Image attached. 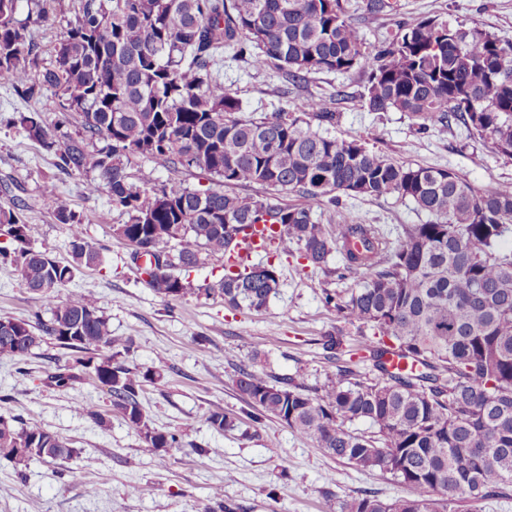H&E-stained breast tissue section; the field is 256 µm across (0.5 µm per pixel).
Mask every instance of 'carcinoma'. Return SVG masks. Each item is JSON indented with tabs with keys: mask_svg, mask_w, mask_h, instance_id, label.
Listing matches in <instances>:
<instances>
[{
	"mask_svg": "<svg viewBox=\"0 0 512 512\" xmlns=\"http://www.w3.org/2000/svg\"><path fill=\"white\" fill-rule=\"evenodd\" d=\"M26 2V17L19 18ZM54 0H0V81L40 106L17 112L13 124L53 151L58 165L87 177L89 194L104 193L123 218L114 233L145 257L146 283L163 298L196 293L190 273L207 260L222 274L204 288L224 304L265 309L279 293L271 260L244 266L229 260L239 238L256 224L279 227L277 255H298L322 267L336 251L337 277L363 274L358 288L325 292V303L366 326L359 351L378 372L363 379L338 369L320 387L261 376L245 366L236 388L249 419L273 417L311 441L325 456L365 471L391 475L413 497L383 501L371 495L336 501V512H461L512 489V184L480 189L446 168L397 164L358 140L329 134L337 113L322 96L297 105L312 123L286 112L260 118L241 112L224 85V59L271 69L287 82L310 73L368 71L361 107L396 111L416 131L452 124L492 140L512 160V41L479 28H451L433 18L406 22L369 52L344 0H78L74 25L54 44V62L41 65L30 25L53 24ZM54 99L41 102L43 90ZM53 112L50 125L43 113ZM76 123L79 137L60 142L56 131ZM146 157L180 173L200 168L212 186L192 188L178 178L133 181L132 161ZM259 186L262 197L237 187ZM291 192L303 203L276 199ZM409 199L431 216L404 224L392 240L373 224L342 223L328 231L317 206L339 194ZM43 195L60 224L71 229V256L60 265L28 246L20 208L0 207V228L16 244L0 248L25 287L50 305L28 320L0 319V356L20 361L45 339L70 351L46 384L69 388L88 376L109 388L112 410L164 456L205 450L154 427L143 409L144 386L159 373L128 366L130 338L112 335L93 297L62 287L100 264L99 249L52 183ZM108 354H103V351ZM396 353L414 363L392 371ZM79 414L103 428L96 405ZM218 433L239 421L214 410ZM367 423L368 434L350 426ZM74 449L36 423L0 419V458L27 465L35 457H72Z\"/></svg>",
	"mask_w": 512,
	"mask_h": 512,
	"instance_id": "cac0c4a2",
	"label": "carcinoma"
}]
</instances>
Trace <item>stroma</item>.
I'll list each match as a JSON object with an SVG mask.
<instances>
[{
  "instance_id": "stroma-1",
  "label": "stroma",
  "mask_w": 512,
  "mask_h": 512,
  "mask_svg": "<svg viewBox=\"0 0 512 512\" xmlns=\"http://www.w3.org/2000/svg\"><path fill=\"white\" fill-rule=\"evenodd\" d=\"M349 2L369 48L417 17L477 26L512 41V0H389L376 15L368 13L367 0ZM367 81L362 70L320 72L292 86L241 61L224 64V84L236 91L245 114L291 112L307 95L330 96L339 115L330 130L336 138L364 140L399 163L453 169L482 189L512 183V160L497 154L490 140L455 126L421 135L404 113L361 109ZM29 107L10 85L0 83V206L21 202L32 246L69 263L70 227L54 219L42 196L45 183L57 186L79 216L85 239L103 257L101 265L78 273L69 290L92 295L113 335L132 338L127 365L159 370V378L141 394L155 427L181 434L209 454L203 460L193 454L164 457L147 448L135 429L111 412V396L95 380L67 389L46 386L47 372L68 357L48 340L24 359V372H17L12 358L0 357V416L39 424L75 453L64 460H33L21 469L0 460V512H220L224 504L234 512H336L337 501L366 493L382 500L411 496V489L390 475L362 472L324 456L277 419L246 420L247 406L235 386L241 365L311 387L334 376L343 362L361 377H374L371 362L351 354L369 328L348 322L323 300L325 290L341 292L361 281L357 274L344 280L333 275L341 255L332 253L323 268L301 267L291 255L276 258L279 293L259 312L228 308L217 296L164 299L146 285L133 246L114 234L121 218L106 195L87 194L84 176L60 169L53 153L13 126L14 113ZM342 203L339 210L317 208L315 219L327 226L341 217L375 224L392 239L401 225L428 220L412 201L394 195L346 197ZM36 311L50 314L47 303L25 288L18 269L0 262V319H27ZM328 334L343 339L339 360L327 359L322 349L320 340ZM86 403L110 411L107 428L78 414ZM218 408L240 417V428L214 431L207 417Z\"/></svg>"
}]
</instances>
